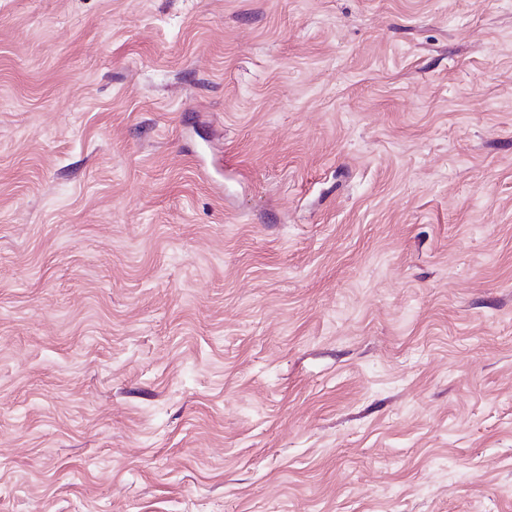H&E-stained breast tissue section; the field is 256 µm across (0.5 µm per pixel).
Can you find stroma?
<instances>
[{"label": "stroma", "mask_w": 512, "mask_h": 512, "mask_svg": "<svg viewBox=\"0 0 512 512\" xmlns=\"http://www.w3.org/2000/svg\"><path fill=\"white\" fill-rule=\"evenodd\" d=\"M0 512H512V0H0Z\"/></svg>", "instance_id": "stroma-1"}]
</instances>
